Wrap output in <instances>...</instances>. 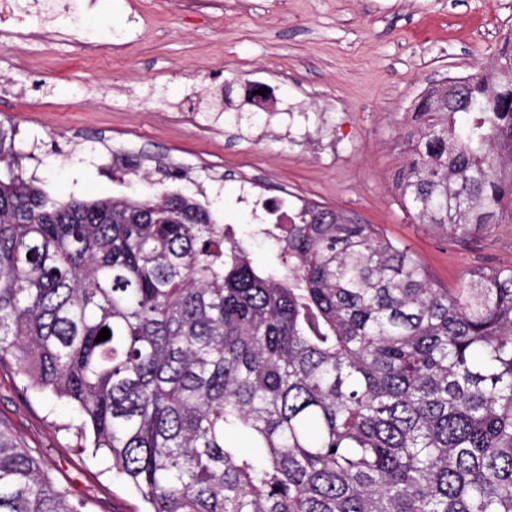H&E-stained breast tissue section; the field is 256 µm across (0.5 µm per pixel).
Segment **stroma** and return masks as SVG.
<instances>
[{
    "label": "stroma",
    "mask_w": 512,
    "mask_h": 512,
    "mask_svg": "<svg viewBox=\"0 0 512 512\" xmlns=\"http://www.w3.org/2000/svg\"><path fill=\"white\" fill-rule=\"evenodd\" d=\"M11 23L23 37L0 47V125L51 194L131 195L147 172L171 190L213 181L216 218L242 234L250 176L280 213L311 202L380 225L444 287L473 266H512V223L447 242L393 190L415 101L436 80L488 71L512 0H15ZM160 161L178 178L162 179ZM0 419L89 512H143L81 450L70 408L23 392L12 365L0 367Z\"/></svg>",
    "instance_id": "35a3bbf8"
}]
</instances>
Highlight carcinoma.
I'll use <instances>...</instances> for the list:
<instances>
[{
	"instance_id": "carcinoma-1",
	"label": "carcinoma",
	"mask_w": 512,
	"mask_h": 512,
	"mask_svg": "<svg viewBox=\"0 0 512 512\" xmlns=\"http://www.w3.org/2000/svg\"><path fill=\"white\" fill-rule=\"evenodd\" d=\"M394 191L433 235L512 223V30L492 77L423 92ZM0 127V365L146 512H512V267L455 288L307 203L257 227L183 189L56 198ZM110 337L96 341L101 329ZM0 421V512H85Z\"/></svg>"
}]
</instances>
